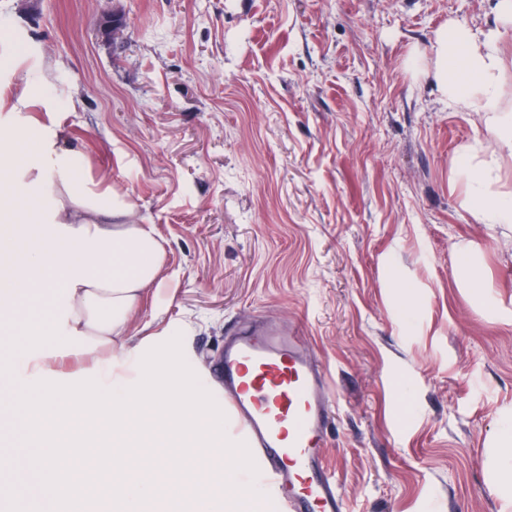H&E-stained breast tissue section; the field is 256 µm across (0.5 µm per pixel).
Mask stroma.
I'll use <instances>...</instances> for the list:
<instances>
[{"label": "stroma", "mask_w": 512, "mask_h": 512, "mask_svg": "<svg viewBox=\"0 0 512 512\" xmlns=\"http://www.w3.org/2000/svg\"><path fill=\"white\" fill-rule=\"evenodd\" d=\"M496 2L0 0V86L48 87L0 121L53 126L164 245L166 285L120 344L182 329L207 378L256 316L304 325L349 512H512L490 470L512 416V224L475 218L455 164L495 162L512 193V152L446 103L434 55L450 24L497 27Z\"/></svg>", "instance_id": "obj_1"}]
</instances>
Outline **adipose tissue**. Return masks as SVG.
Wrapping results in <instances>:
<instances>
[{"label":"adipose tissue","instance_id":"obj_1","mask_svg":"<svg viewBox=\"0 0 512 512\" xmlns=\"http://www.w3.org/2000/svg\"><path fill=\"white\" fill-rule=\"evenodd\" d=\"M497 28L473 32L454 23L435 48L436 77L444 96L474 112H497L505 58L502 30L512 28V0H498ZM36 159L0 188V220L22 219L37 233L19 249L15 275L0 278V322L24 320L29 307L63 316L66 333L84 340L88 354L112 348L100 360L104 384L135 378L134 350H115L145 288L161 287L164 250L150 225L137 223L124 196L80 182L84 161L63 150L56 130L37 125ZM471 212L486 224L512 223V196L491 190L487 170L460 161ZM32 209L18 212L16 199Z\"/></svg>","mask_w":512,"mask_h":512}]
</instances>
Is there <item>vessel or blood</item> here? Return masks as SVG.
<instances>
[{
	"label": "vessel or blood",
	"instance_id": "b4317fda",
	"mask_svg": "<svg viewBox=\"0 0 512 512\" xmlns=\"http://www.w3.org/2000/svg\"><path fill=\"white\" fill-rule=\"evenodd\" d=\"M263 480L286 512H347L323 456L332 418L329 375L303 328L247 325L214 369Z\"/></svg>",
	"mask_w": 512,
	"mask_h": 512
}]
</instances>
